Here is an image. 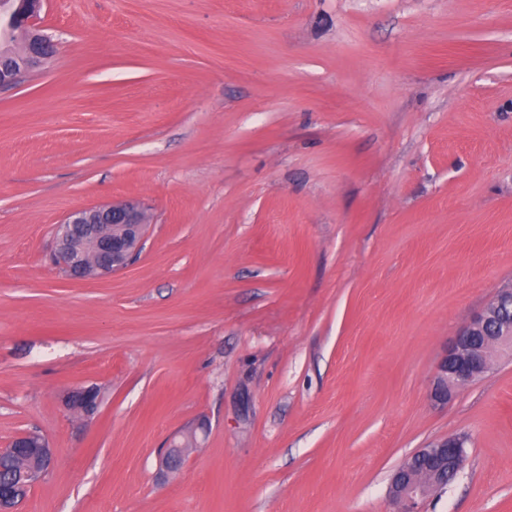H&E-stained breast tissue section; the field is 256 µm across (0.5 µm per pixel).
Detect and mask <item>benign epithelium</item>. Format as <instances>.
Instances as JSON below:
<instances>
[{
	"label": "benign epithelium",
	"instance_id": "benign-epithelium-1",
	"mask_svg": "<svg viewBox=\"0 0 512 512\" xmlns=\"http://www.w3.org/2000/svg\"><path fill=\"white\" fill-rule=\"evenodd\" d=\"M43 0H17V4L0 8V39L8 42L15 31L29 32L23 54L8 65H0V87L14 86L24 75L44 68L55 53V44L36 26ZM149 224L145 209L136 200L83 207L70 212L55 229L54 262L69 276L97 279L125 268L142 247ZM512 349V290L498 292L481 312L473 315L445 347L437 364L430 396L434 403L446 404L456 389L464 387L492 369L497 351ZM98 393L86 389L72 396L69 405L86 416L92 415ZM187 449L172 444L160 458L158 477L163 479L182 468ZM32 457L34 464L22 470L9 483L0 482V512H15L35 485L50 471L54 452L38 434L21 432L0 457ZM422 459L425 472L413 473L406 465L394 473L390 496L398 512H416L419 500L443 488L436 476L452 480L466 456V440L461 436L440 439L415 452Z\"/></svg>",
	"mask_w": 512,
	"mask_h": 512
}]
</instances>
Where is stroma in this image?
<instances>
[{"label": "stroma", "instance_id": "35a3bbf8", "mask_svg": "<svg viewBox=\"0 0 512 512\" xmlns=\"http://www.w3.org/2000/svg\"><path fill=\"white\" fill-rule=\"evenodd\" d=\"M40 22L55 57L0 89V448L55 452L18 512H395V470L451 435L463 466L418 512H512V356L429 396L512 289V0H45ZM124 198L150 216L125 269L53 263L70 211ZM187 448L178 444H172L166 449L160 458L158 465V477L164 479L169 472L182 468L187 460Z\"/></svg>", "mask_w": 512, "mask_h": 512}]
</instances>
